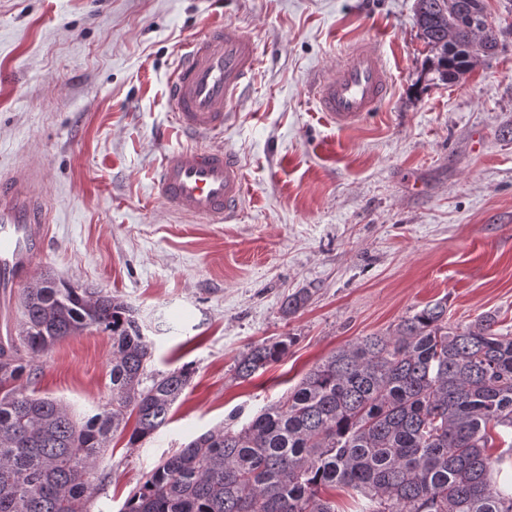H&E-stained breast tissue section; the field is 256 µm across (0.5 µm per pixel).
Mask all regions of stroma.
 Segmentation results:
<instances>
[{
    "label": "stroma",
    "mask_w": 512,
    "mask_h": 512,
    "mask_svg": "<svg viewBox=\"0 0 512 512\" xmlns=\"http://www.w3.org/2000/svg\"><path fill=\"white\" fill-rule=\"evenodd\" d=\"M415 0H0V176L28 181L50 215L33 276L120 296L152 341L149 371L193 369L168 424L137 447L115 434L88 512H120L167 456L229 416L251 420L316 363L448 300L512 333V40L457 84L425 71ZM250 32L257 76L212 143L247 176L240 220L172 212L152 181L189 145L167 82L216 18ZM359 45L390 89L349 127L312 94ZM311 292L297 314L284 298ZM283 360L235 375L250 344ZM112 341L91 329L34 358L33 388L79 420L110 397Z\"/></svg>",
    "instance_id": "35a3bbf8"
}]
</instances>
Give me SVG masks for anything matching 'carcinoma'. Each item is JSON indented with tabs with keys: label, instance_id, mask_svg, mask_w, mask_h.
<instances>
[{
	"label": "carcinoma",
	"instance_id": "obj_1",
	"mask_svg": "<svg viewBox=\"0 0 512 512\" xmlns=\"http://www.w3.org/2000/svg\"><path fill=\"white\" fill-rule=\"evenodd\" d=\"M429 69L454 84L512 33L486 0H416ZM310 298L288 295L292 316ZM22 321L0 346V512H87L92 472L110 435L136 413L131 446L153 435L190 383L187 368L148 372L153 344L133 310L97 288L43 277L25 289ZM486 312L448 324V297L384 336H364L312 367L241 429L215 427L162 461L123 512H338L330 490L361 496L360 512H512L493 470L512 463V334ZM96 327L112 335L111 398L79 422L30 393L29 359ZM288 354L253 344L235 363L246 380ZM504 450L493 455L495 443Z\"/></svg>",
	"mask_w": 512,
	"mask_h": 512
}]
</instances>
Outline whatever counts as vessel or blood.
<instances>
[{
  "label": "vessel or blood",
  "instance_id": "1",
  "mask_svg": "<svg viewBox=\"0 0 512 512\" xmlns=\"http://www.w3.org/2000/svg\"><path fill=\"white\" fill-rule=\"evenodd\" d=\"M258 45L242 28L214 22L183 48L168 80L178 128L196 138L220 134L229 110L253 81ZM389 85L378 53L359 46L316 92L321 112L345 127L374 111ZM153 190L182 216L213 224L231 221L245 192L244 167L221 147H186L165 155ZM43 218L21 179L0 181V301L25 286L46 243Z\"/></svg>",
  "mask_w": 512,
  "mask_h": 512
}]
</instances>
